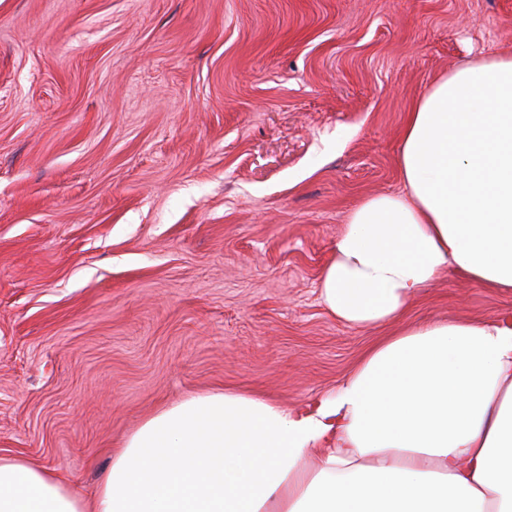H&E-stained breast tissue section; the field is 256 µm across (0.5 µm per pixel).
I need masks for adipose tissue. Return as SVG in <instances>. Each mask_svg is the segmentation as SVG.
<instances>
[{
  "label": "adipose tissue",
  "instance_id": "1",
  "mask_svg": "<svg viewBox=\"0 0 512 512\" xmlns=\"http://www.w3.org/2000/svg\"><path fill=\"white\" fill-rule=\"evenodd\" d=\"M399 170L403 192L349 213L320 277L327 311L385 325L449 270L512 294L511 53L416 99ZM0 512H512V324L403 325L301 409L186 397L113 449L89 499L0 455Z\"/></svg>",
  "mask_w": 512,
  "mask_h": 512
}]
</instances>
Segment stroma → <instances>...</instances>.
Instances as JSON below:
<instances>
[{
  "label": "stroma",
  "instance_id": "stroma-1",
  "mask_svg": "<svg viewBox=\"0 0 512 512\" xmlns=\"http://www.w3.org/2000/svg\"><path fill=\"white\" fill-rule=\"evenodd\" d=\"M512 49V0H0V455L92 497L160 407H289L381 336L324 307L350 210L402 189L440 75ZM412 321H512L443 273Z\"/></svg>",
  "mask_w": 512,
  "mask_h": 512
}]
</instances>
